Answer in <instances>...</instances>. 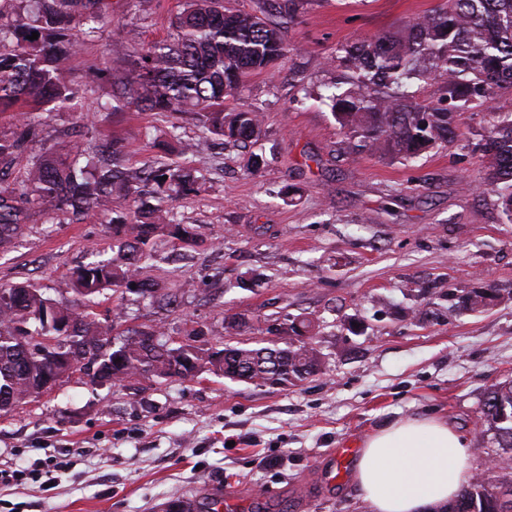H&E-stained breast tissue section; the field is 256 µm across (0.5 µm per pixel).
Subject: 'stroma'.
Instances as JSON below:
<instances>
[{"mask_svg":"<svg viewBox=\"0 0 512 512\" xmlns=\"http://www.w3.org/2000/svg\"><path fill=\"white\" fill-rule=\"evenodd\" d=\"M183 0H112L121 35L102 29L70 74L126 67L130 52L166 39ZM439 0H224L266 15L291 4L282 25L285 56L249 76L224 106L252 105L262 137L250 149L202 146L188 116L130 108L35 112L33 152L83 140H122L117 164L139 168L176 158L178 141L199 143L184 158L204 188L169 201L193 246L161 237L146 278L183 288L179 305L104 291L98 317L122 312L116 333L203 330L233 345L285 343L293 318L309 319L320 374L288 386L256 385L202 372L188 379L122 384L70 380L0 414V467H31L66 455L72 466L53 488L28 480L0 485V512H186L208 486L224 489L223 512H369L354 480L356 450L369 433L408 416H442L470 440L471 471L490 474L496 444L481 425L484 394L512 379V221L497 192L480 187V140L489 114H457L460 135L402 160L357 149L324 94L345 87L342 46L403 30ZM264 160L245 172L250 154ZM111 213L72 222L34 215L19 244L0 253V285L30 283L45 297H71L73 268L112 258ZM489 288L484 310L461 296ZM236 313L246 326L225 329Z\"/></svg>","mask_w":512,"mask_h":512,"instance_id":"obj_1","label":"stroma"}]
</instances>
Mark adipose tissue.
Segmentation results:
<instances>
[{
    "instance_id": "adipose-tissue-1",
    "label": "adipose tissue",
    "mask_w": 512,
    "mask_h": 512,
    "mask_svg": "<svg viewBox=\"0 0 512 512\" xmlns=\"http://www.w3.org/2000/svg\"><path fill=\"white\" fill-rule=\"evenodd\" d=\"M466 434L434 417H407L366 436L354 479L370 512H428L469 476Z\"/></svg>"
}]
</instances>
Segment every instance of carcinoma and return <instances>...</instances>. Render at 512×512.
<instances>
[{"mask_svg":"<svg viewBox=\"0 0 512 512\" xmlns=\"http://www.w3.org/2000/svg\"><path fill=\"white\" fill-rule=\"evenodd\" d=\"M121 32L109 0H0V112L18 113L16 129L0 132V253L15 247L32 210L80 217L112 210V198L129 200L128 212L112 219L116 256L80 266L72 291L58 302L54 316L43 317L51 299L30 285L0 286V411L43 394L51 370L44 337H63L57 350L73 354L74 372L90 377L88 364L112 384L148 374L157 379L193 375L189 361L209 362L211 349L171 347L159 329L133 339L113 335L114 324L101 321L85 301L106 290L124 288L153 297L159 284L142 277L146 247L169 235L191 245L195 235L174 223L166 199L201 188L193 170L179 163L118 169L104 146L71 143L67 163L48 148L30 160L23 173L13 162L37 137L32 112L76 110L95 91L101 70L91 67L83 83L67 80L72 60L101 28ZM38 33L35 40L28 39ZM286 53L279 22L224 7V0H185L174 31L163 41L133 50L128 68L113 75L112 94L96 99L99 112L124 107L192 114L214 139L247 147L262 135L259 112L252 107L224 110L227 96L245 79L271 67ZM336 61L350 72L351 88L325 96L340 128L359 139L358 147L399 158H414L458 136L455 112L473 103L495 112L492 103L512 89V0H443L431 13L410 22L404 32L360 39ZM439 76L446 95L434 106L419 102L414 82ZM482 151L489 158L483 184L497 189L500 206L512 221V113L489 121ZM150 187L160 204L140 201ZM491 293L475 290L462 298L464 308H484ZM115 346L103 350L104 344ZM228 358L219 368L231 378L234 365L249 371L259 385H283L318 374L321 357L313 342L247 347L224 344ZM481 420L502 448L491 480L477 474L457 498L435 512H512V379L492 385L482 403Z\"/></svg>","mask_w":512,"mask_h":512,"instance_id":"obj_1","label":"carcinoma"}]
</instances>
